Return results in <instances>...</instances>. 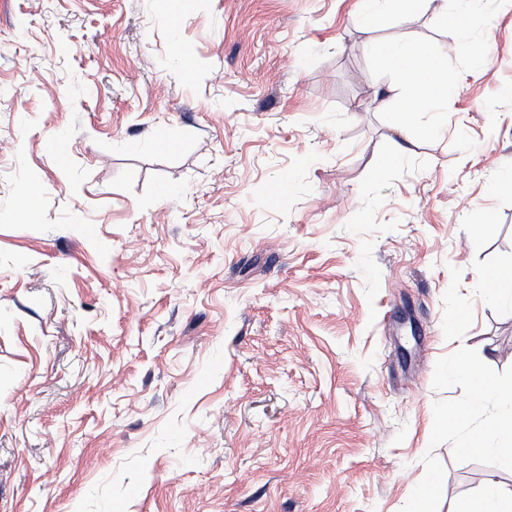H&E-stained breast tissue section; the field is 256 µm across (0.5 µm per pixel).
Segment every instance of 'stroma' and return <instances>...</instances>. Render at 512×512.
Returning <instances> with one entry per match:
<instances>
[{"mask_svg":"<svg viewBox=\"0 0 512 512\" xmlns=\"http://www.w3.org/2000/svg\"><path fill=\"white\" fill-rule=\"evenodd\" d=\"M358 10L0 0V512L512 489L462 446L490 409L445 417L471 400L458 360L512 382V307L484 298L512 270V0L455 28ZM398 38L443 60L446 135L383 95Z\"/></svg>","mask_w":512,"mask_h":512,"instance_id":"obj_1","label":"stroma"}]
</instances>
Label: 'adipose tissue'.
I'll return each mask as SVG.
<instances>
[{
    "label": "adipose tissue",
    "instance_id": "adipose-tissue-1",
    "mask_svg": "<svg viewBox=\"0 0 512 512\" xmlns=\"http://www.w3.org/2000/svg\"><path fill=\"white\" fill-rule=\"evenodd\" d=\"M435 0H362L359 21L372 27L384 12L392 11L406 21H413L420 12L431 9ZM383 63L389 68L403 94L391 95L390 101L405 112H441L445 109L448 87L441 83L440 62L428 47L410 42L387 44ZM452 376L467 379L472 388V406H481L487 398L497 404L495 415L480 430L470 433L466 446L480 449L493 465L512 464V388H497L494 381L473 361L459 360L451 369Z\"/></svg>",
    "mask_w": 512,
    "mask_h": 512
}]
</instances>
